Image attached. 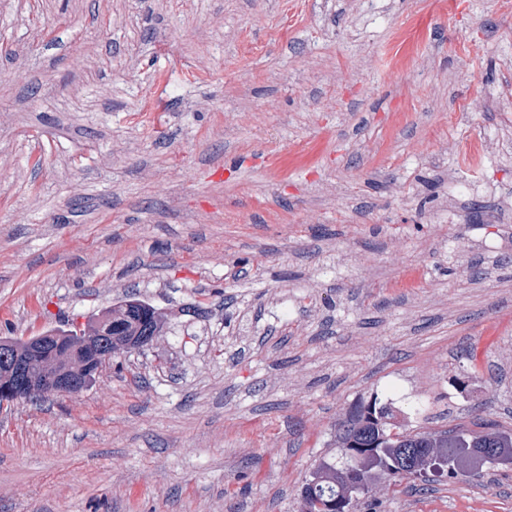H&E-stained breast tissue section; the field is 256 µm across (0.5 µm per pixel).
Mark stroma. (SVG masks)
Returning <instances> with one entry per match:
<instances>
[{
    "mask_svg": "<svg viewBox=\"0 0 512 512\" xmlns=\"http://www.w3.org/2000/svg\"><path fill=\"white\" fill-rule=\"evenodd\" d=\"M504 0H0V337L164 317L0 408V512H301L336 430L512 431ZM353 512H512V465ZM104 314L111 317L112 333L109 332V329H104L102 324L97 332L86 336L87 330L93 328L98 319ZM102 315L79 331L82 338L78 347L86 357L97 362V373L102 364H105L114 352L121 348H131L134 345L116 341L112 337L113 332H115L118 340L124 342L129 341L132 336H144L140 340L141 342L139 341L135 345L145 347L151 345L158 338L164 326L162 315L150 304L137 299H127L120 304L113 305ZM155 331L158 332V336L147 335ZM79 335L77 331H70L68 336Z\"/></svg>",
    "mask_w": 512,
    "mask_h": 512,
    "instance_id": "1",
    "label": "stroma"
}]
</instances>
